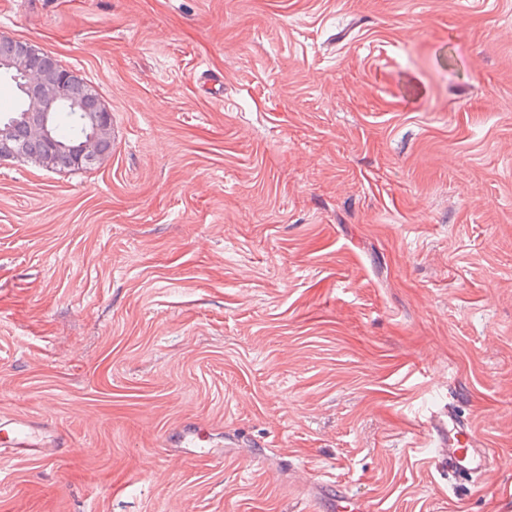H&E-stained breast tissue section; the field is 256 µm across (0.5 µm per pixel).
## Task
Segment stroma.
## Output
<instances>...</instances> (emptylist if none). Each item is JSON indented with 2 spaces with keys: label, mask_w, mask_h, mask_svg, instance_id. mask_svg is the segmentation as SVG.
Returning a JSON list of instances; mask_svg holds the SVG:
<instances>
[{
  "label": "stroma",
  "mask_w": 512,
  "mask_h": 512,
  "mask_svg": "<svg viewBox=\"0 0 512 512\" xmlns=\"http://www.w3.org/2000/svg\"><path fill=\"white\" fill-rule=\"evenodd\" d=\"M112 114L0 163V512H512V0H0ZM466 418L457 481L431 417ZM209 434L180 448L183 426ZM89 122L93 131L88 136L80 141L78 144L65 148L66 155L56 156L52 164V169L55 170H79L88 169L91 166L84 168H75L69 165V160L73 166L83 167L93 165L99 161L100 156H104L99 152L100 141L112 140V144H106L101 149L102 152L107 151L106 154L112 153V146L114 143V128L111 112L100 101L97 113L93 114ZM467 427L454 413L448 414V429L439 421L432 426L439 438L437 459L448 466V476L480 475L487 467L486 449L476 448L474 440L469 439ZM52 425V421L46 419L39 430L32 426L16 421L10 418H0V454L18 455L25 451H37V448L58 447L60 445L68 446L63 435H57L55 439L48 443L42 430H47ZM52 442L54 443L53 445ZM50 444V445H49Z\"/></svg>",
  "instance_id": "1"
}]
</instances>
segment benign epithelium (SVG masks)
I'll return each instance as SVG.
<instances>
[{
    "label": "benign epithelium",
    "mask_w": 512,
    "mask_h": 512,
    "mask_svg": "<svg viewBox=\"0 0 512 512\" xmlns=\"http://www.w3.org/2000/svg\"><path fill=\"white\" fill-rule=\"evenodd\" d=\"M1 42L14 45V53L0 56V70L22 74L28 96L35 102V108L25 115L31 136L40 142L49 155H54L60 145L55 137V113L63 111L80 112L82 105L71 95V86L81 80V76L65 66L49 73L40 66H31L28 61L37 56L32 43L18 40L4 33ZM92 132L76 145L65 148L72 165L83 167L99 161L102 153L99 143L112 139V113L101 104L97 113L89 119ZM20 148L13 142L9 133L0 132V161L16 158Z\"/></svg>",
    "instance_id": "7a95c632"
}]
</instances>
